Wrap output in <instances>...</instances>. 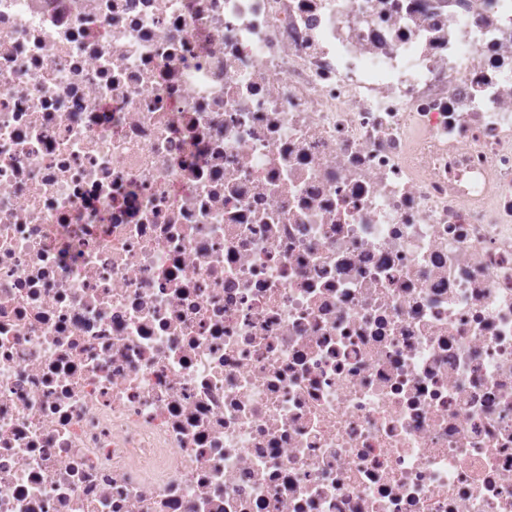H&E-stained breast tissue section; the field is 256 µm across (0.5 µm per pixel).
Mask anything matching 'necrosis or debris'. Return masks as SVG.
Wrapping results in <instances>:
<instances>
[{
  "label": "necrosis or debris",
  "mask_w": 512,
  "mask_h": 512,
  "mask_svg": "<svg viewBox=\"0 0 512 512\" xmlns=\"http://www.w3.org/2000/svg\"><path fill=\"white\" fill-rule=\"evenodd\" d=\"M0 512H512V0H0Z\"/></svg>",
  "instance_id": "obj_1"
}]
</instances>
